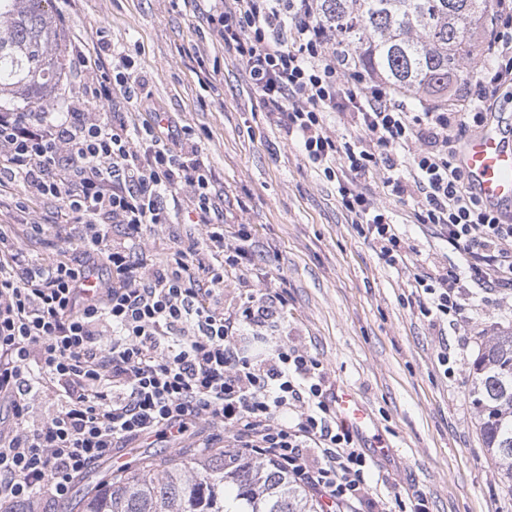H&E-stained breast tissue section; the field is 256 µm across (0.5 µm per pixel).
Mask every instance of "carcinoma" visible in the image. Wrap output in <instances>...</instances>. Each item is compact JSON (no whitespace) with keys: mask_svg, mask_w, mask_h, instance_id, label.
<instances>
[{"mask_svg":"<svg viewBox=\"0 0 512 512\" xmlns=\"http://www.w3.org/2000/svg\"><path fill=\"white\" fill-rule=\"evenodd\" d=\"M50 2L0 0V104L41 112L60 79ZM492 8L493 0H320L327 27L363 68L398 92L444 104L474 76ZM470 376L484 447L512 489V330L479 348ZM80 504V512H316L277 464L221 451L104 477Z\"/></svg>","mask_w":512,"mask_h":512,"instance_id":"cac0c4a2","label":"carcinoma"}]
</instances>
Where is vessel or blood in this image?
Masks as SVG:
<instances>
[{"label":"vessel or blood","mask_w":512,"mask_h":512,"mask_svg":"<svg viewBox=\"0 0 512 512\" xmlns=\"http://www.w3.org/2000/svg\"><path fill=\"white\" fill-rule=\"evenodd\" d=\"M458 160L484 204L512 211L511 118L497 115L488 120L464 143ZM333 407L361 439L372 438L376 422L350 389L336 390Z\"/></svg>","instance_id":"vessel-or-blood-1"}]
</instances>
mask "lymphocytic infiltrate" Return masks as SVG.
<instances>
[{"instance_id": "obj_1", "label": "lymphocytic infiltrate", "mask_w": 512, "mask_h": 512, "mask_svg": "<svg viewBox=\"0 0 512 512\" xmlns=\"http://www.w3.org/2000/svg\"><path fill=\"white\" fill-rule=\"evenodd\" d=\"M319 2L213 0L206 22L388 264L407 252L387 197L410 198L417 223L438 228L460 262L414 274L410 296L431 322L459 324L468 286L512 294V219L487 209L458 163L465 133L483 126L512 82V0H494L487 63L459 106L425 102L417 112L336 41ZM67 61L88 80L63 112L0 110V174L60 201L85 228L79 258L49 261L16 249L0 228V504L35 512L66 500L76 476L129 444L193 427L197 448L221 449L231 430L236 456L277 463L328 512H361L368 462L336 424L319 361L268 349L258 332L282 319L284 296L252 290L232 319L219 307L226 265H252L253 253L239 247L225 265L200 256L204 246L223 253L224 213L193 130L161 112L140 120L129 55L72 44ZM333 112L351 114L355 134L330 135ZM380 169L381 192L356 189ZM183 184L202 240L147 263L136 251L149 227L171 223L167 198ZM50 396L57 413L30 424V407Z\"/></svg>"}]
</instances>
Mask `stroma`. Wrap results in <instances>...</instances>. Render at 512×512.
<instances>
[{"mask_svg":"<svg viewBox=\"0 0 512 512\" xmlns=\"http://www.w3.org/2000/svg\"><path fill=\"white\" fill-rule=\"evenodd\" d=\"M207 0H53L59 43L105 41L125 51L144 79L147 111L163 112L198 137L203 159L223 195L224 249L247 232L254 265L224 276L223 307L242 306L247 286L284 293L286 319L263 327L275 343L319 360L328 388L355 391L377 424L376 443L363 444L371 500L402 512L423 498L427 512H512V488L487 453L468 398L469 368L490 336L512 327V296L478 294L469 320L438 327L409 307L407 281L459 260L435 229L414 223L409 198L388 197L387 207L407 245L411 265L388 266L341 207L335 183L280 131L250 91L242 62L217 47L206 23ZM212 73L209 86L200 68ZM44 228L33 237L12 222L17 201ZM13 224L12 243L50 260L80 228L59 202L29 196L22 183L0 179V224ZM195 224H158L145 234L143 259L156 263L198 238ZM465 342L454 376L439 363L443 348ZM195 431L181 447L155 439L135 442L112 470L135 453L156 459L194 455Z\"/></svg>","mask_w":512,"mask_h":512,"instance_id":"stroma-1","label":"stroma"}]
</instances>
